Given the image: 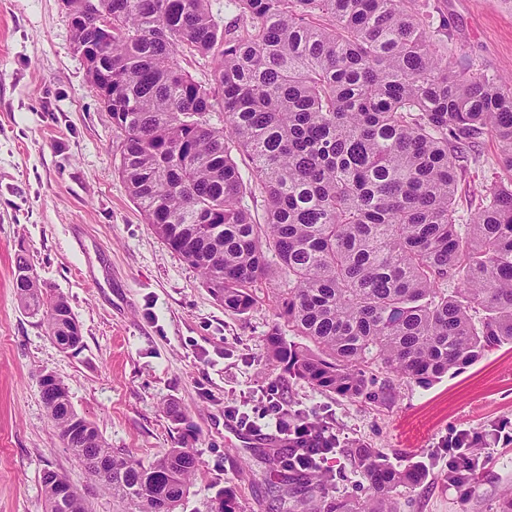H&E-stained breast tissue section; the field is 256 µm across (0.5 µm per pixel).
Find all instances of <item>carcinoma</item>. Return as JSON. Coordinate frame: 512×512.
Instances as JSON below:
<instances>
[{"label": "carcinoma", "mask_w": 512, "mask_h": 512, "mask_svg": "<svg viewBox=\"0 0 512 512\" xmlns=\"http://www.w3.org/2000/svg\"><path fill=\"white\" fill-rule=\"evenodd\" d=\"M64 0L74 46L112 81L119 173L147 223L204 279L224 309L274 293L267 355L289 376L356 399L377 367L418 385L512 345V80L448 70V26L419 0H101L112 39ZM210 57L214 82L185 68ZM224 113V126L209 122ZM492 135L511 177L457 222L459 170ZM245 154L244 173L235 155ZM262 197L263 222L248 200ZM19 261L21 308L43 312L60 347L83 342L61 294ZM300 338L288 341L285 333ZM60 439L128 512H177L199 468L185 434L149 464L110 448L57 379L41 389ZM371 491L360 503L319 494L321 474L283 466L285 512H398L394 492L423 471L354 450ZM46 512H88L77 489ZM211 512H245L230 491Z\"/></svg>", "instance_id": "1"}]
</instances>
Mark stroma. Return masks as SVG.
<instances>
[{
	"label": "stroma",
	"instance_id": "35a3bbf8",
	"mask_svg": "<svg viewBox=\"0 0 512 512\" xmlns=\"http://www.w3.org/2000/svg\"><path fill=\"white\" fill-rule=\"evenodd\" d=\"M448 25V65L495 80L512 76V0H426ZM467 183L503 180L498 146L483 136ZM120 137L74 48L62 0H0V512H45L44 471L65 476L92 512H122L64 447L44 406L53 372L79 415L112 448L152 462L181 433L200 468L179 512H209L232 490L247 512H280L258 448L227 440L228 400L255 405L278 384L289 409L329 422L340 444L323 472L332 497L365 498L349 448L426 467L400 489L398 512H496L512 489V345L423 387L373 371L369 395L348 399L290 378L267 361L275 320L266 288L247 314L226 311L196 269L148 224L120 173ZM24 257L40 282L64 294L83 345L62 352L43 315L23 311L14 287ZM185 411L174 424L169 403ZM507 436L477 450L475 480L448 481L439 454L461 430Z\"/></svg>",
	"mask_w": 512,
	"mask_h": 512
}]
</instances>
